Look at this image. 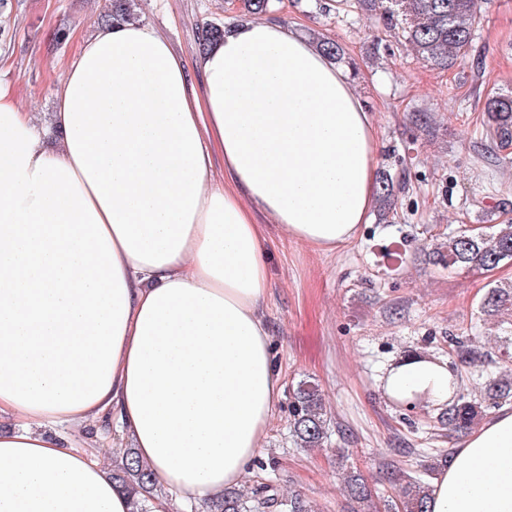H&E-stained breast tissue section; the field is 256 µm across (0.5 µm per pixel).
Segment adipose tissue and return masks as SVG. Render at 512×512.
<instances>
[{
  "label": "adipose tissue",
  "mask_w": 512,
  "mask_h": 512,
  "mask_svg": "<svg viewBox=\"0 0 512 512\" xmlns=\"http://www.w3.org/2000/svg\"><path fill=\"white\" fill-rule=\"evenodd\" d=\"M378 146L347 70L273 21L191 61L150 25H100L43 124L0 78V512H131L91 449L110 422L165 490L241 485L281 392L256 217L353 241ZM451 378L409 356L382 388L441 409ZM429 510L512 512L511 405L454 449Z\"/></svg>",
  "instance_id": "adipose-tissue-1"
}]
</instances>
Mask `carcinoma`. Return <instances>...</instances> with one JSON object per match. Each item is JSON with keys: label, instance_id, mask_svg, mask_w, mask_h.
Here are the masks:
<instances>
[{"label": "carcinoma", "instance_id": "1", "mask_svg": "<svg viewBox=\"0 0 512 512\" xmlns=\"http://www.w3.org/2000/svg\"><path fill=\"white\" fill-rule=\"evenodd\" d=\"M357 8L368 17L383 20L397 30L401 46L422 62L443 70L455 66L458 59L469 54L481 15L477 0H356ZM139 14L136 0H110V8L101 14L98 23L136 22ZM224 37V26L211 21L202 24L198 37L199 50H206ZM481 139L488 152L499 160L512 155V93H495L487 97L481 124ZM382 220L394 213L393 183L388 177L376 178ZM434 260L449 269L493 271L512 264V219H504L478 229L462 226L446 233L445 242L432 250ZM481 312L501 325L512 329V280L488 288L480 302ZM480 381L477 394L457 388L451 403L442 409L438 420L456 431L479 425L492 409L512 403V370L484 378L480 371L472 373ZM293 436L301 448H318L326 434V413L317 385L299 383L292 395ZM112 480L131 499L132 512H150L149 504L159 498L161 490L152 473L132 448L123 450L112 467ZM346 488L359 504L358 512H378L372 494L360 476L347 475ZM430 484L423 474L407 476L401 491V509L387 512H429ZM283 506V500L262 478L247 496L237 489L224 492L207 506V512H266Z\"/></svg>", "mask_w": 512, "mask_h": 512}]
</instances>
